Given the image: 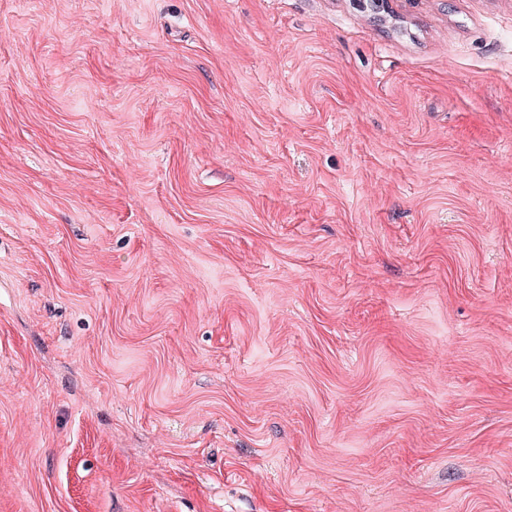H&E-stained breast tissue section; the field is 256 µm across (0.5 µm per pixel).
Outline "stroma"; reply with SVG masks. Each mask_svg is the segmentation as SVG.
<instances>
[{
    "instance_id": "stroma-1",
    "label": "stroma",
    "mask_w": 512,
    "mask_h": 512,
    "mask_svg": "<svg viewBox=\"0 0 512 512\" xmlns=\"http://www.w3.org/2000/svg\"><path fill=\"white\" fill-rule=\"evenodd\" d=\"M0 512H512V0H0Z\"/></svg>"
}]
</instances>
